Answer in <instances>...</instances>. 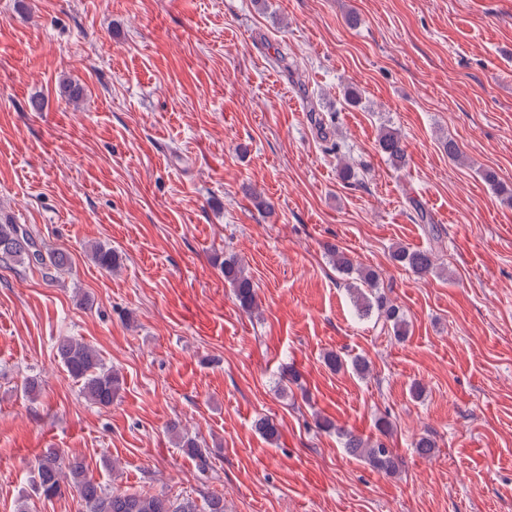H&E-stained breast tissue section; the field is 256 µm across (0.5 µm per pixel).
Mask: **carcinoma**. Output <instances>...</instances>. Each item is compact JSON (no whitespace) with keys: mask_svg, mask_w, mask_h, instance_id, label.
Here are the masks:
<instances>
[{"mask_svg":"<svg viewBox=\"0 0 512 512\" xmlns=\"http://www.w3.org/2000/svg\"><path fill=\"white\" fill-rule=\"evenodd\" d=\"M378 149L393 166L404 165V144L394 129H381ZM89 252L94 262L106 272L118 266V258L110 247L91 243ZM329 255L338 272L353 278L347 287L353 295L357 315L365 317L375 312L390 327L394 337L399 340L405 338L408 334V321L403 312L385 295L373 292V288L377 287L375 272L355 265L352 258L337 247L330 248ZM392 259L421 277L436 269L437 256L431 249H410L398 245L392 251ZM0 261L37 269L47 280L56 279L57 274L70 265L67 252L44 248L27 225L12 222L0 224ZM221 269L224 283L232 288L239 305L248 312L252 311L257 305L258 296L255 284L242 263L237 257L231 256L221 262ZM57 350L64 369L79 384L84 397L103 407L112 405L123 385L120 372L106 367L94 347L76 339H59ZM318 427L324 432H336L344 440V448L350 455L368 461L376 469L394 472L399 468L398 455L381 439L350 434L326 417L319 419ZM168 432L174 444L194 457L201 469L209 468V449L204 444L182 431L175 422L168 426ZM64 476L69 478L71 486L85 502L87 512H224V497L221 494L206 495L200 508L189 501L177 504L164 495L108 489L88 477L80 462L67 459L53 449L39 458L35 480L37 489L44 497L52 498L61 493V480Z\"/></svg>","mask_w":512,"mask_h":512,"instance_id":"cac0c4a2","label":"carcinoma"}]
</instances>
